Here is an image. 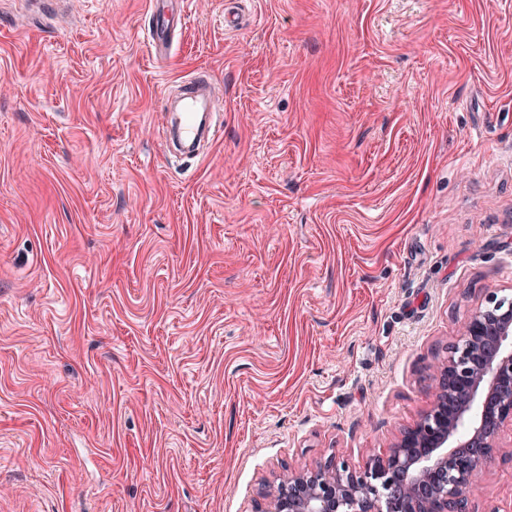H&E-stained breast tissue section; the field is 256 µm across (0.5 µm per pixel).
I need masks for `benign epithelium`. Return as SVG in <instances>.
Listing matches in <instances>:
<instances>
[{"label": "benign epithelium", "mask_w": 512, "mask_h": 512, "mask_svg": "<svg viewBox=\"0 0 512 512\" xmlns=\"http://www.w3.org/2000/svg\"><path fill=\"white\" fill-rule=\"evenodd\" d=\"M432 401L362 471L325 463L263 489L264 512H471L469 494L512 419V301L491 291L432 376Z\"/></svg>", "instance_id": "1"}]
</instances>
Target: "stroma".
I'll use <instances>...</instances> for the list:
<instances>
[{"label":"stroma","mask_w":512,"mask_h":512,"mask_svg":"<svg viewBox=\"0 0 512 512\" xmlns=\"http://www.w3.org/2000/svg\"><path fill=\"white\" fill-rule=\"evenodd\" d=\"M0 0V512H264L512 300V0ZM211 81L221 132L166 153ZM472 512H512V421Z\"/></svg>","instance_id":"stroma-1"}]
</instances>
